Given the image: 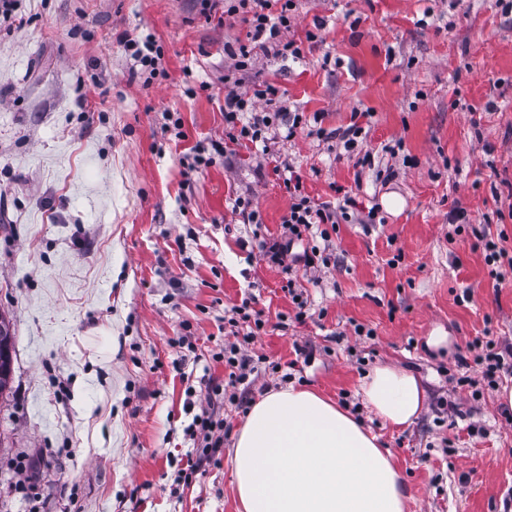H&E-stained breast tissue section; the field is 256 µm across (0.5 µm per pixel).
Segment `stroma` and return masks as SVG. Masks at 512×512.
<instances>
[{
    "label": "stroma",
    "mask_w": 512,
    "mask_h": 512,
    "mask_svg": "<svg viewBox=\"0 0 512 512\" xmlns=\"http://www.w3.org/2000/svg\"><path fill=\"white\" fill-rule=\"evenodd\" d=\"M296 4L285 39L315 28L317 43L296 60L259 50L239 89L275 85L272 109L318 117L329 139L273 129L265 146L189 174L182 156L224 137L240 16L199 0H20L0 18V315L15 332L0 512H237V402H224L225 446L203 476L174 478L195 453L186 427L228 382L215 342L246 297L267 319L248 352L270 364L245 380L249 400L307 385L349 410L392 453L407 512H512V410L499 401L512 358L492 386L457 363L487 331L512 347V269L497 281L477 239L505 234L512 257V221L493 216L512 202V13L497 0ZM147 32L164 56L146 81L120 39ZM167 110L186 139L165 127ZM353 124L392 168L388 182L345 151ZM284 161L315 203L335 202L339 186L356 196L317 275L260 253L285 235L289 196L273 171ZM244 195L261 223L233 213ZM393 196L401 209L387 207ZM455 203L470 216L457 230ZM290 280L310 302L301 324ZM179 337L191 350L173 346ZM380 364L423 379L408 427L385 425L362 398Z\"/></svg>",
    "instance_id": "35a3bbf8"
}]
</instances>
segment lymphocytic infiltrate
I'll return each instance as SVG.
<instances>
[{
	"label": "lymphocytic infiltrate",
	"mask_w": 512,
	"mask_h": 512,
	"mask_svg": "<svg viewBox=\"0 0 512 512\" xmlns=\"http://www.w3.org/2000/svg\"><path fill=\"white\" fill-rule=\"evenodd\" d=\"M224 12L227 15L241 14L249 31L245 43L231 50V66L225 76L226 81H235L237 73L253 69L256 62V47L267 43L275 47L279 56L300 58L303 54V42L283 40L282 34L290 29L295 21V0H224ZM277 90L266 84L254 89L252 94L229 91L224 97V133L225 141H212L211 144L197 142L190 150L189 170L198 171L209 167L216 156L224 154L228 145L248 146L265 140L267 131L275 126L286 128L287 136H294L303 124L302 114H294L291 122L281 123L280 115L257 109L260 101H270ZM289 194L288 211L282 223L288 230V237L282 242L262 243L261 253L269 263L283 265L285 261L302 263L305 269L319 270L327 265L319 246L307 245L306 240L312 235H320L322 240H329V226L338 224L346 218L349 208L355 207L356 201L350 194H343L337 204L314 203L305 192L300 175L290 174L285 180ZM305 241L302 254H294L292 247L297 241ZM229 319L231 326L242 328L241 336L232 341H224L217 354L223 360L230 373V384L243 383L254 372L255 365L247 354V349L258 336L265 331L266 321L262 311L256 310L251 299H242L233 306ZM187 434L197 441L195 457L189 460L185 469L179 470L178 480H189L192 476L204 472L216 452L224 445V421L218 418L214 404H207L196 414L186 429Z\"/></svg>",
	"instance_id": "obj_1"
}]
</instances>
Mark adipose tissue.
Segmentation results:
<instances>
[{"label":"adipose tissue","instance_id":"ef3b65f1","mask_svg":"<svg viewBox=\"0 0 512 512\" xmlns=\"http://www.w3.org/2000/svg\"><path fill=\"white\" fill-rule=\"evenodd\" d=\"M366 404L388 426L421 412L420 377L392 366L369 372ZM238 512H406L405 481L389 451L349 412L294 386L252 403L232 448Z\"/></svg>","mask_w":512,"mask_h":512}]
</instances>
